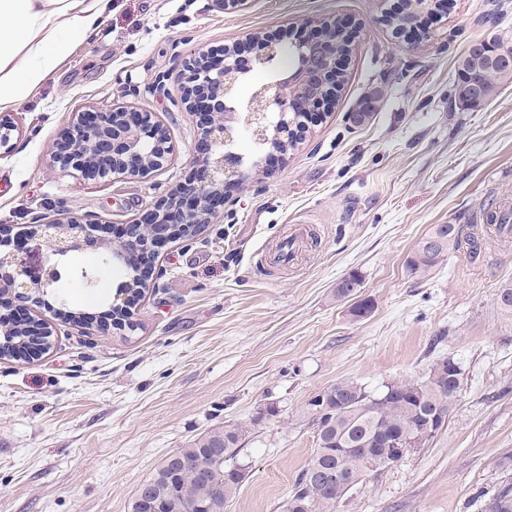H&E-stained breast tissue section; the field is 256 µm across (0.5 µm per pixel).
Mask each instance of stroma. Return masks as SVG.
<instances>
[{
    "label": "stroma",
    "mask_w": 512,
    "mask_h": 512,
    "mask_svg": "<svg viewBox=\"0 0 512 512\" xmlns=\"http://www.w3.org/2000/svg\"><path fill=\"white\" fill-rule=\"evenodd\" d=\"M380 0H112L97 32L0 121V228L30 234L61 214L119 226L161 210L201 176L203 128L185 104L199 52L308 21L360 28L336 106L275 168L245 169L194 242L169 244L163 274L134 301L128 326L90 333L54 320L38 360H0V512H131L139 484L172 451L225 421L279 413L243 444L249 475L226 512H283L315 448L305 402L336 381L368 391L425 380L445 357L461 368L452 412L433 441L368 472L336 512H481L512 483V236L451 253L429 275L406 259L437 224L479 232L487 207L512 212V82L477 107L456 96L472 46L512 48V0H452L429 38L400 42ZM166 74V90L151 85ZM158 115L173 161L145 178L88 180L50 151L80 114L113 102ZM369 120L358 121L364 104ZM293 265L275 263L292 230ZM362 277L372 312L356 319L336 284Z\"/></svg>",
    "instance_id": "obj_1"
}]
</instances>
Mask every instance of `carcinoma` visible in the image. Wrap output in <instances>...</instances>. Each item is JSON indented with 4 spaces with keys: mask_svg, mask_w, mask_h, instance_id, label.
Here are the masks:
<instances>
[{
    "mask_svg": "<svg viewBox=\"0 0 512 512\" xmlns=\"http://www.w3.org/2000/svg\"><path fill=\"white\" fill-rule=\"evenodd\" d=\"M295 55L283 48L274 62L261 65L276 82L281 73L294 64ZM480 74L486 85L487 96H492L499 83L512 80V73L498 67L477 71L474 50L459 61L457 90ZM435 239L432 248L416 247L407 261L409 272L425 277L448 254L459 247L463 239L458 224H437L428 233ZM104 264L97 256L91 270L78 277V287L95 289L99 282L96 270ZM361 287V278L351 274L336 286V299L354 296ZM28 336L21 326L3 337L0 358L16 361L28 360L24 353ZM460 387V370L454 359L446 357L436 362L427 379L419 382L402 379L387 383L377 392H369L352 379H342L322 390L320 397L309 399L303 414L316 425V443L311 459L296 476L284 512H336L337 505L360 483L367 472L378 469L368 465L371 460L388 459L393 449L384 444L395 437H413L418 433L427 415L441 414L448 420ZM277 416L268 407L259 410L247 426L226 421L166 456L150 477L137 488L132 512H195V505L209 504L211 512H224L236 497L248 471L239 455L251 428L264 420ZM341 469L339 479L332 483L314 480L310 473ZM205 469L212 473L213 482L199 481L198 473ZM512 498V486L494 493L484 505V512H503L500 502Z\"/></svg>",
    "mask_w": 512,
    "mask_h": 512,
    "instance_id": "carcinoma-1",
    "label": "carcinoma"
}]
</instances>
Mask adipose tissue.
I'll list each match as a JSON object with an SVG mask.
<instances>
[{"label":"adipose tissue","mask_w":512,"mask_h":512,"mask_svg":"<svg viewBox=\"0 0 512 512\" xmlns=\"http://www.w3.org/2000/svg\"><path fill=\"white\" fill-rule=\"evenodd\" d=\"M111 6L112 0H0V111L57 71Z\"/></svg>","instance_id":"obj_1"}]
</instances>
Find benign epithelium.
Here are the masks:
<instances>
[{
  "mask_svg": "<svg viewBox=\"0 0 512 512\" xmlns=\"http://www.w3.org/2000/svg\"><path fill=\"white\" fill-rule=\"evenodd\" d=\"M282 42L258 40L254 42L252 61H267L278 54ZM293 49L299 54L297 65L277 84L254 91L247 102V112L241 117L227 111L236 98L237 77L245 65L234 57L224 61L218 69H212L202 60L190 67L188 80L194 84L202 77L211 85L214 102L211 119L204 129L209 149L203 163L204 180L193 187L197 206L185 215V224H205L210 213L207 199L219 191L225 183L237 180L242 158L239 154L224 150L233 140L237 124L245 123L254 140L275 143L284 148L292 141L295 117L301 110H324L336 96L332 84L339 72L332 42L298 39ZM498 65L512 69V59L497 51L483 52L476 59V68ZM129 110L115 105L110 110L97 113L92 126L77 122L69 132L70 150L53 152L54 163L64 172H79L100 179L114 175L145 178L161 169L170 160L171 149L159 135L161 125L150 114L141 123L128 121ZM96 223L73 217L58 218L49 222L35 221L33 236L37 237L33 251L27 255L18 250L0 249V270L8 274L7 291L33 295L45 292L61 279L55 256H65L92 245L108 251L112 259L120 262L134 248L142 253L159 254L156 224L133 223L134 236L127 241L112 242L92 236ZM28 345L37 355L47 350L37 345L35 337L51 335L47 318L28 313Z\"/></svg>",
  "mask_w": 512,
  "mask_h": 512,
  "instance_id": "7a95c632",
  "label": "benign epithelium"
}]
</instances>
